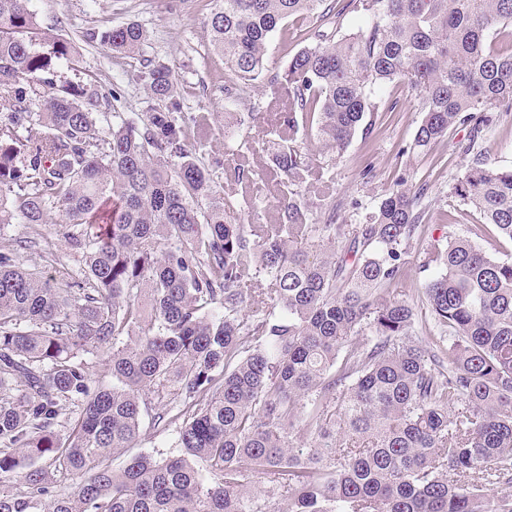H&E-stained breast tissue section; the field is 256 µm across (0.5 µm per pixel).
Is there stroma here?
<instances>
[{
  "instance_id": "35a3bbf8",
  "label": "stroma",
  "mask_w": 512,
  "mask_h": 512,
  "mask_svg": "<svg viewBox=\"0 0 512 512\" xmlns=\"http://www.w3.org/2000/svg\"><path fill=\"white\" fill-rule=\"evenodd\" d=\"M212 7L213 0H32L43 30L70 39L79 51L77 69H70L66 61H54L58 79L97 89L103 112H145L154 105L138 78L146 60L172 66L184 87L182 111L206 112L211 117L208 161L223 162L243 141L262 137L265 122H252L247 115L266 112L273 83L303 43L274 35L262 79L243 84L210 50L207 20ZM129 21L138 22L147 32L142 52L124 55L100 45L97 36L101 31ZM116 90L121 93L117 100L112 97ZM393 99L398 102L396 111L374 113L372 133L356 134L340 155L319 152L310 131L299 132L298 139L313 164L330 171L329 181L311 175L307 184L311 190L328 191L337 223H362L398 180H406L412 188L424 181L430 184L432 192L421 202L425 212L422 237L409 250L406 275L389 289L391 298L414 308L411 333L423 342L437 333L423 294L424 281L433 275L421 267L430 240L463 236L491 256H512V243L499 240L479 212L452 192L473 159L467 146H475L495 166L512 167V112L494 113L478 139H471L469 127L461 126L420 154L410 148L422 120L419 101L414 93L392 86L376 96L382 106ZM242 167L239 173L230 166L219 170L225 198L235 206L243 224L276 223L277 214L270 206L276 191L270 154L247 155ZM64 223L62 213L51 212L39 228V245L20 251V263L47 276L62 266L78 268V256L63 235Z\"/></svg>"
}]
</instances>
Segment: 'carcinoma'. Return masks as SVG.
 <instances>
[{"label": "carcinoma", "instance_id": "obj_1", "mask_svg": "<svg viewBox=\"0 0 512 512\" xmlns=\"http://www.w3.org/2000/svg\"><path fill=\"white\" fill-rule=\"evenodd\" d=\"M316 13L336 28L305 32L267 129L280 223L248 227L172 67L144 75L160 105L106 127L94 94L50 72L75 45L47 39L31 0H0V229L57 209L81 259L44 278L0 248V512H266L245 486L256 472L273 512H512V258L432 242L425 293L448 336L416 341L387 291L427 188L398 184L361 224H311L329 202L301 193L313 166L294 138L341 154L367 115L396 111L373 99L389 83L419 99V153L512 112V50L491 40L512 0H216L210 46L250 84L272 36ZM349 13L362 22L343 33ZM99 41L135 55L146 35L132 21ZM454 194L512 242V168L477 158ZM99 358L110 384L92 378ZM145 415L181 454L112 468Z\"/></svg>", "mask_w": 512, "mask_h": 512}]
</instances>
